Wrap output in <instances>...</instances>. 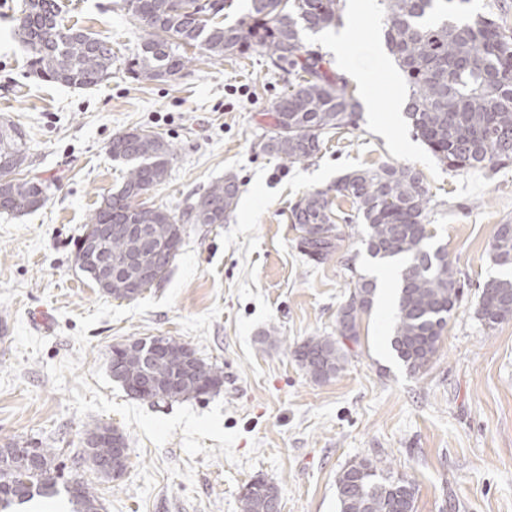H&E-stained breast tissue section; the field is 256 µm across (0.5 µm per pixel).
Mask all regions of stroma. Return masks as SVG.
<instances>
[{
  "instance_id": "obj_1",
  "label": "stroma",
  "mask_w": 512,
  "mask_h": 512,
  "mask_svg": "<svg viewBox=\"0 0 512 512\" xmlns=\"http://www.w3.org/2000/svg\"><path fill=\"white\" fill-rule=\"evenodd\" d=\"M344 6L342 27L382 44L377 0ZM23 0H0V120L21 128L26 175L50 185L47 203L0 214V444L57 451L61 483L92 480L101 512H240L242 488L262 477L280 488L281 512H336L337 472L366 457L413 481L416 512H512V320L485 328L467 295L424 372L410 374L390 347L399 269L372 259L342 225L332 260L308 262L290 206L353 168L410 164L432 196L430 229L458 277H492L489 244L512 223V167L489 175L448 171L416 139L392 100L407 97L391 57L367 79L349 77L358 127L326 137L311 161L283 165L262 151L264 111L288 87L261 54L201 61L180 76L131 78L123 61L141 29L122 0H61L66 24L111 41V78L78 90L31 77L12 34ZM176 147L167 180L145 197L181 206L226 176L239 201L221 224H191L170 275L136 300H115L74 264V241L126 172L109 144L133 129ZM379 297L336 378L312 382L294 350L333 335L352 273ZM276 343H264L265 335ZM171 337L224 371L218 390L169 404L136 400L113 381V346ZM128 438V467L108 481L74 463L86 424Z\"/></svg>"
}]
</instances>
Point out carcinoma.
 <instances>
[{"mask_svg": "<svg viewBox=\"0 0 512 512\" xmlns=\"http://www.w3.org/2000/svg\"><path fill=\"white\" fill-rule=\"evenodd\" d=\"M470 0H380L384 39L408 87L406 113L418 138L448 170L494 172L512 165V27L493 13L469 14ZM124 7L145 35L128 70L137 78L174 77L203 59L247 58L258 51L273 69L288 75V90L277 97L266 116L270 136L262 149L288 164L307 162L321 151L324 138L357 126L361 104L344 77L302 34L317 33L341 23V0H251L246 16L226 21L230 0H123ZM288 14L289 22L280 16ZM25 45L31 69L40 77L77 88L100 85L117 61L112 42L63 23L56 0H24L14 27ZM112 159L127 165L121 187L90 214L83 235L99 224H151L153 245L142 237H114L101 243L119 280L132 278V262L141 260L161 281L177 256L171 232L189 224H222L233 212L239 183L232 177L194 193L179 212L148 207L141 196L165 181L176 155L173 144L150 130L117 134L109 147ZM13 174L0 198L14 214H27L49 199V184L19 178L26 162L23 132L12 122H0V162ZM336 196L351 200L354 213L347 224L364 226L362 244L369 256L398 261V313L391 346L413 375L426 369L437 352L442 333L465 295V284L448 262L442 247L430 244L429 189L410 165L386 164L355 169L342 175ZM291 221L301 232L298 247L310 262L323 264L338 251L342 232L335 220L328 190L304 194L291 208ZM494 265L512 268V224L497 226L489 246ZM377 284L363 275L353 282L336 317V335L313 336L294 350L305 374L325 382L343 370L350 355L347 343L359 342V320L371 310ZM476 314L493 329L512 319V280L491 278L477 296ZM170 350L158 360L148 357L150 338L128 341L119 351L122 365L117 383L134 398L149 381L151 399L179 401L201 395L202 380L224 371L199 360L187 371L178 341L166 338ZM127 444L118 429L99 423L86 426L79 459L101 478L116 479L108 464L112 440ZM40 468L14 443L0 445V478H14L16 490L0 496V512H9L33 498L57 495L52 448H38ZM82 489L70 493L75 512H99L94 487L80 479ZM416 485L394 477L371 459L346 463L336 476L338 512H415ZM278 487L256 478L240 495L241 512H274Z\"/></svg>", "mask_w": 512, "mask_h": 512, "instance_id": "carcinoma-1", "label": "carcinoma"}]
</instances>
